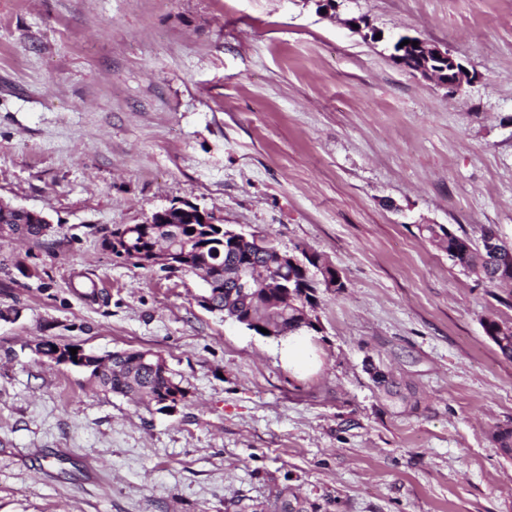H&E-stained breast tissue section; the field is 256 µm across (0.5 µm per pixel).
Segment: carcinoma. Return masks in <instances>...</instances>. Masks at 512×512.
Instances as JSON below:
<instances>
[{"mask_svg": "<svg viewBox=\"0 0 512 512\" xmlns=\"http://www.w3.org/2000/svg\"><path fill=\"white\" fill-rule=\"evenodd\" d=\"M0 224H9L13 232L22 237L39 240L44 237L48 224L33 217L29 212L18 210H0ZM419 234L442 244L448 253V259L478 280L490 285L512 284V253L503 248L501 254H492L485 250L484 244L475 245L466 235L443 224H420ZM161 241L162 245L174 252L184 249L204 248L212 269L221 273L220 288L213 289L214 310L227 315L237 314L249 317L257 324H281L290 333H300L311 329V324L301 315L304 307L317 305L313 292L305 295L296 306L281 304V298L275 288H257L249 297L239 294L234 288V277L238 265L244 261L263 269H272L268 276H278L282 280L296 284L305 283L315 290L320 282L313 279L310 269L314 268L322 275L341 279L340 273L328 264L320 255L306 259L307 268L293 265L283 266L278 261V247L270 244L268 250L253 254L248 244L239 243L230 248L224 245V233L210 228L204 230L202 224H184L178 217L168 224H137L135 233L128 236V246L124 252L116 254L133 263H138L136 253L152 241ZM485 335L498 348L502 356L512 360V325L487 319L482 323ZM143 351H117L112 353L110 366L96 377L97 383L114 393L130 396H142L158 403L170 397L172 402L184 401L186 391L174 382L168 370L152 366L142 361ZM334 501L330 499L320 503L302 497L288 486H283L263 501L243 497L230 499L224 503V512H332Z\"/></svg>", "mask_w": 512, "mask_h": 512, "instance_id": "cac0c4a2", "label": "carcinoma"}]
</instances>
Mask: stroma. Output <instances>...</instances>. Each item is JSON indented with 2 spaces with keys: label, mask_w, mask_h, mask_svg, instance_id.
<instances>
[{
  "label": "stroma",
  "mask_w": 512,
  "mask_h": 512,
  "mask_svg": "<svg viewBox=\"0 0 512 512\" xmlns=\"http://www.w3.org/2000/svg\"><path fill=\"white\" fill-rule=\"evenodd\" d=\"M400 33L472 84L396 64ZM0 198L53 227L0 239V512H224L284 484L336 512H512V361L482 328L512 324V287L417 230L512 242V0H0ZM181 200L336 267L315 367L105 248ZM41 340L158 352L186 399L104 391ZM412 41H418L417 47H413ZM407 46L414 49L415 58L418 61L417 64L412 62L413 70L426 77L437 79L439 83L448 87L450 92L457 93L465 84L469 85L471 83V73L456 57L448 52V48L441 49L435 45L432 46L418 37H410L409 43L404 45L402 49L405 50ZM447 70L452 71L455 75L453 80L444 81L439 78Z\"/></svg>",
  "instance_id": "obj_1"
}]
</instances>
